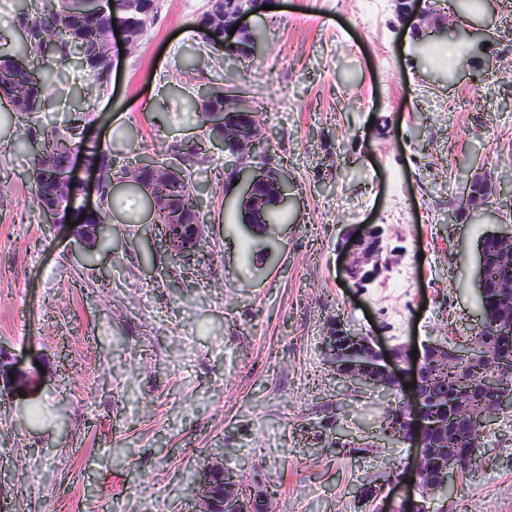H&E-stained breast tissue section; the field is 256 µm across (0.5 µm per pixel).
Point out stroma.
I'll use <instances>...</instances> for the list:
<instances>
[{
  "instance_id": "1",
  "label": "stroma",
  "mask_w": 512,
  "mask_h": 512,
  "mask_svg": "<svg viewBox=\"0 0 512 512\" xmlns=\"http://www.w3.org/2000/svg\"><path fill=\"white\" fill-rule=\"evenodd\" d=\"M276 4L250 67L197 34L206 0H161L107 93L72 69L48 86L43 123L64 125L81 85L101 142L130 134L134 154L166 158L196 146L208 243L187 262L155 244L141 196L137 222L112 211L118 250L86 258L71 229L46 223L0 111V362L32 378L0 401V512H192L186 493L214 461L270 489L274 512L398 505L358 500L411 450L382 445L386 400L339 383L323 338L338 320L392 345L452 342L477 324V239L512 229V0L456 13L436 37L395 0L372 20L364 0ZM488 22L483 46L468 31ZM207 87L256 106L292 183L290 223L255 237L250 265L225 220L224 156L186 107ZM489 169L487 213L449 223L469 176ZM369 223L392 256L358 294L341 283L342 236ZM403 270L408 287L391 292ZM428 507L512 512V411Z\"/></svg>"
}]
</instances>
